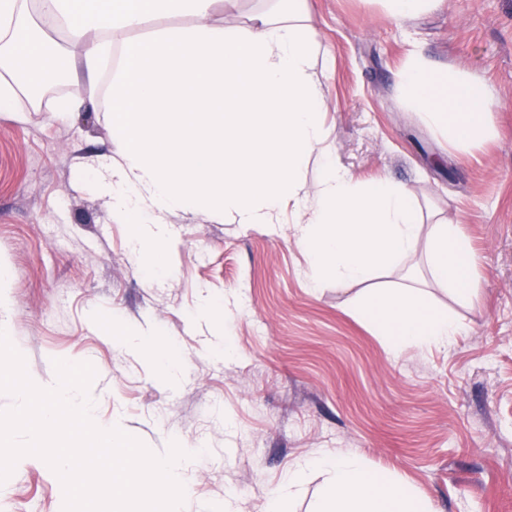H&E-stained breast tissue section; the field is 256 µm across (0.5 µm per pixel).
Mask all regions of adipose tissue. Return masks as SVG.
Listing matches in <instances>:
<instances>
[{
  "instance_id": "ef3b65f1",
  "label": "adipose tissue",
  "mask_w": 512,
  "mask_h": 512,
  "mask_svg": "<svg viewBox=\"0 0 512 512\" xmlns=\"http://www.w3.org/2000/svg\"><path fill=\"white\" fill-rule=\"evenodd\" d=\"M283 2L239 29L213 21L215 0H40L53 29L82 45L79 67L89 86L105 83L112 102V140L122 154L96 172L97 184L113 215L131 224L139 258L146 242L168 238L170 209L195 206L238 224H276L285 201L304 200L296 244L307 255L311 287L326 279L364 285L354 311L384 336L392 356L410 346H451L461 325L435 311L420 287L377 281L416 255L421 211L405 187L357 182L328 160L304 0ZM168 16L192 23L143 40L113 39ZM43 36L29 0H0V112L56 83ZM400 86L451 148L466 152L493 136V101L483 84L414 53ZM313 157L319 176L310 189L304 173ZM473 262L460 225L435 221L426 251L433 281L465 298ZM317 464L327 474L318 512H426L357 456L326 455Z\"/></svg>"
}]
</instances>
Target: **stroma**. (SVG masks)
Returning a JSON list of instances; mask_svg holds the SVG:
<instances>
[{
	"label": "stroma",
	"mask_w": 512,
	"mask_h": 512,
	"mask_svg": "<svg viewBox=\"0 0 512 512\" xmlns=\"http://www.w3.org/2000/svg\"><path fill=\"white\" fill-rule=\"evenodd\" d=\"M322 82L325 149L355 180L406 187L425 221L469 237L466 299L425 292L464 332L448 348L388 354L353 313L355 290L311 289L295 215L228 224L193 209L167 217L166 266L129 250L92 173L119 159L105 84L76 112L55 98L0 112V327L31 380L54 360L91 363L94 418L119 421L158 455L183 443L195 464L185 512H262L299 461L354 454L403 483L428 512H512V0H443L408 20L383 0H306ZM485 83L495 136L459 155L400 93L413 48ZM188 364L169 382L123 333ZM229 347L230 356L213 351ZM37 457L0 484V512H62Z\"/></svg>",
	"instance_id": "stroma-1"
}]
</instances>
